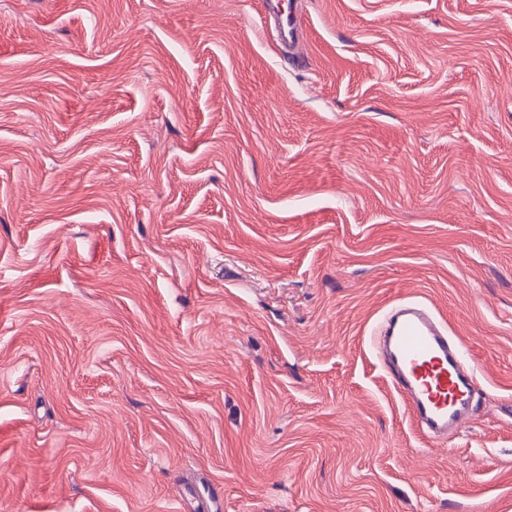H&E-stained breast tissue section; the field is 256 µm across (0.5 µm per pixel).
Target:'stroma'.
I'll return each mask as SVG.
<instances>
[{
	"instance_id": "35a3bbf8",
	"label": "stroma",
	"mask_w": 512,
	"mask_h": 512,
	"mask_svg": "<svg viewBox=\"0 0 512 512\" xmlns=\"http://www.w3.org/2000/svg\"><path fill=\"white\" fill-rule=\"evenodd\" d=\"M0 0V512H512V0ZM429 302L474 416L371 337ZM373 341L392 387L426 434L446 439L468 421L475 373L464 362L462 341L427 304H394Z\"/></svg>"
}]
</instances>
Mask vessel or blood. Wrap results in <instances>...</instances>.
<instances>
[{
    "instance_id": "1",
    "label": "vessel or blood",
    "mask_w": 512,
    "mask_h": 512,
    "mask_svg": "<svg viewBox=\"0 0 512 512\" xmlns=\"http://www.w3.org/2000/svg\"><path fill=\"white\" fill-rule=\"evenodd\" d=\"M374 344L394 390L426 434L444 439L468 421L475 373L464 362L462 341L450 336L427 304H394Z\"/></svg>"
}]
</instances>
